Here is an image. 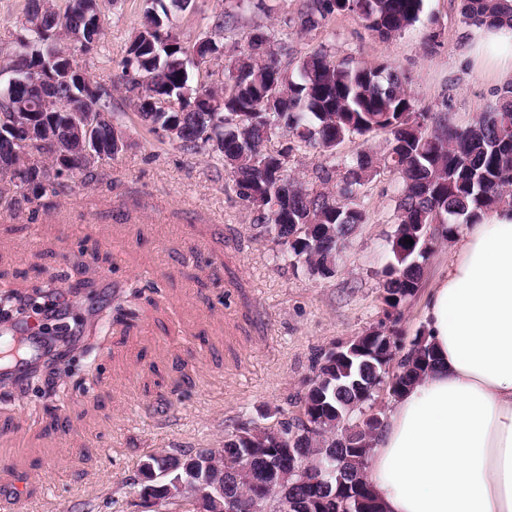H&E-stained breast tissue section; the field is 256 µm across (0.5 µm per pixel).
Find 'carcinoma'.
Returning a JSON list of instances; mask_svg holds the SVG:
<instances>
[{"label":"carcinoma","mask_w":512,"mask_h":512,"mask_svg":"<svg viewBox=\"0 0 512 512\" xmlns=\"http://www.w3.org/2000/svg\"><path fill=\"white\" fill-rule=\"evenodd\" d=\"M77 0H67L64 10L46 12L37 0H28L23 29L29 38L3 58L12 65L17 82L9 94L0 93V129L12 122L18 103L27 100L46 134L66 144L69 128L55 106L70 92L85 93L106 113L98 135L110 132L112 93L107 87L87 84L77 75L60 82L44 94L33 92L26 81L34 69L60 76V69L74 59L62 42L47 43L39 55L28 51V40L62 28L84 24ZM160 9L145 10L143 22L127 48L121 80L130 92L142 85L130 71V57L141 61L152 74V91L174 100L185 95L181 110H136L147 125L162 129L179 126L180 146L190 150L210 147L224 161L239 196L253 213V222L271 226L277 243L300 258L309 272L320 278L332 276L336 258L356 225L366 222V213L350 208L346 201L359 194L375 171L373 157L359 154L342 163L338 174L322 170L319 188L302 189L288 181V201L274 211L272 189L287 174L288 158L302 147H317L334 155L344 141L382 130L388 133L383 164L400 174L395 197L398 226L390 243L391 264L384 270L383 290L391 306L399 309L414 296L423 276L421 259L439 238L453 236L460 224H474L479 215L503 203H512V85L505 86L489 112L466 125H454L445 113L436 115L421 107L408 92L407 79L391 63L338 61L325 49L301 58L293 71L282 67L278 55L288 52L285 40L259 29L247 37L248 52L236 57L222 77L205 68L203 80L190 85L180 37L170 24V7L188 9L190 0H153ZM423 0H305L288 27L310 32L334 14L357 15L379 39L389 40L420 21ZM461 15L468 26L491 25L500 19L512 21V0H461ZM283 129L287 145L267 162L258 148L275 131ZM97 173L66 159L34 160L18 164L0 145V183H10L32 193L37 200L57 197L67 181L88 185ZM411 238L414 244L405 243ZM418 336L404 348L394 345L403 375L392 393L398 396L421 378L433 361V353ZM379 382L374 366L360 356L350 361L324 358L319 374L310 385L322 387L320 404L322 434L301 438L300 454L324 462L333 455L352 457L351 467L365 472L371 439L375 434L367 422L346 426L360 410L359 389ZM275 432L254 426L236 442L224 444V463L231 464L250 448H268ZM243 496L272 494V487L254 481L235 485Z\"/></svg>","instance_id":"cac0c4a2"}]
</instances>
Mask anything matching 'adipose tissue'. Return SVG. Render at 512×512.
<instances>
[{"label": "adipose tissue", "mask_w": 512, "mask_h": 512, "mask_svg": "<svg viewBox=\"0 0 512 512\" xmlns=\"http://www.w3.org/2000/svg\"><path fill=\"white\" fill-rule=\"evenodd\" d=\"M468 56L512 84V23L474 28ZM448 255L423 309L433 365L368 457L381 512H512V204L458 226Z\"/></svg>", "instance_id": "ef3b65f1"}]
</instances>
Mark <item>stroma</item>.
Masks as SVG:
<instances>
[{"mask_svg":"<svg viewBox=\"0 0 512 512\" xmlns=\"http://www.w3.org/2000/svg\"><path fill=\"white\" fill-rule=\"evenodd\" d=\"M99 5L100 45L78 61L111 88L127 148L103 162L95 183L71 185L48 208L19 203L15 187L0 188V286L24 291L40 282L64 292L79 343L96 349L71 362L84 388L52 393L42 380L0 386V500L16 502L17 512H138V470L150 453L219 448L242 427L299 416L314 367L333 346L382 323L410 345L450 248L446 240L435 245L420 289L398 314L388 313L382 280L400 177L381 166L353 200L367 220L348 237L333 276H312L283 259L216 154L150 130L120 85L145 0ZM301 5L192 0L171 20L190 42L208 33L214 15H235L217 70L246 50L259 26L287 39L291 65L321 47L338 60H387L409 76L421 106L448 112L459 125L498 100L496 83L463 57L472 30L460 0H424V21L386 42L349 13L308 33L290 31L286 22ZM430 17L435 26H427ZM432 30L438 38L430 50ZM360 151L383 156L385 134L346 140L333 157ZM333 157L306 148L289 158L288 173L314 184ZM85 282L88 292L78 293Z\"/></svg>","mask_w":512,"mask_h":512,"instance_id":"obj_1","label":"stroma"}]
</instances>
